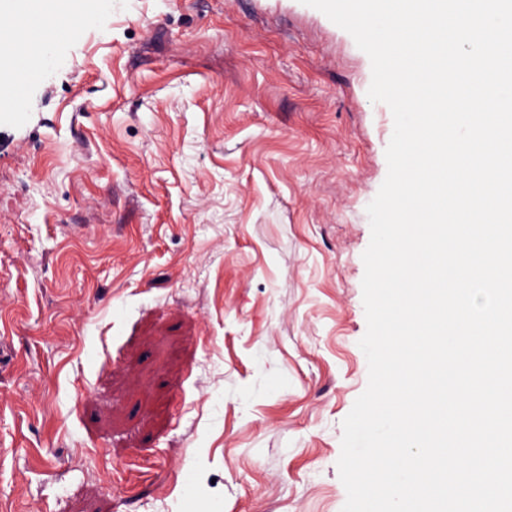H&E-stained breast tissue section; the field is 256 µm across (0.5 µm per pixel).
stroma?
<instances>
[{
    "mask_svg": "<svg viewBox=\"0 0 512 512\" xmlns=\"http://www.w3.org/2000/svg\"><path fill=\"white\" fill-rule=\"evenodd\" d=\"M371 77L299 0H84L0 99V512H341Z\"/></svg>",
    "mask_w": 512,
    "mask_h": 512,
    "instance_id": "1",
    "label": "stroma"
}]
</instances>
